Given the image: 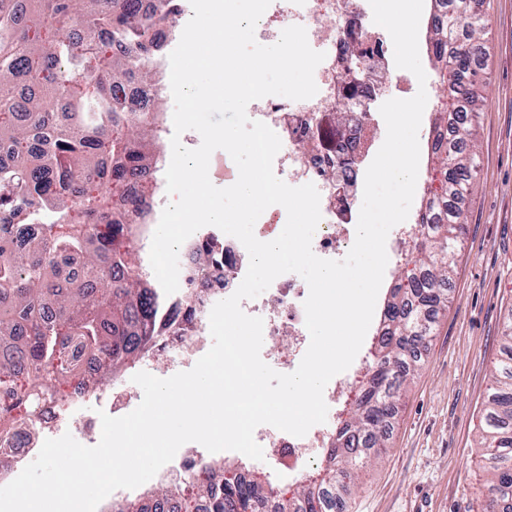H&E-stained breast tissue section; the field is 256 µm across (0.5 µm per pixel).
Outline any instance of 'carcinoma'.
Listing matches in <instances>:
<instances>
[{
  "label": "carcinoma",
  "mask_w": 512,
  "mask_h": 512,
  "mask_svg": "<svg viewBox=\"0 0 512 512\" xmlns=\"http://www.w3.org/2000/svg\"><path fill=\"white\" fill-rule=\"evenodd\" d=\"M0 0V436L15 417L33 415L41 396L67 401L79 380L96 387L139 358L161 304L143 285L138 253L124 237L132 184L159 169L152 113L131 111L117 91L160 82L150 65L151 31L179 13L182 0ZM432 16L429 43L448 100L435 111L426 199L410 263L383 310L372 368L327 461L276 489L238 469L214 467L162 488L153 502L119 512H344L362 485L373 448H385L418 350L448 307L456 249L476 168L474 117L482 83L476 60L488 26L484 0H450ZM39 223L31 231L29 225ZM81 275H66L68 260ZM97 360L85 372L71 348ZM490 505L512 512V331L503 336L479 427Z\"/></svg>",
  "instance_id": "1"
}]
</instances>
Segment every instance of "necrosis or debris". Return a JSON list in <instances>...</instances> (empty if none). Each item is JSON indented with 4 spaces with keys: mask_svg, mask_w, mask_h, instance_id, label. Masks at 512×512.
<instances>
[{
    "mask_svg": "<svg viewBox=\"0 0 512 512\" xmlns=\"http://www.w3.org/2000/svg\"><path fill=\"white\" fill-rule=\"evenodd\" d=\"M292 25L303 26L310 47L325 55L314 72L318 92L301 101L282 96L252 101L248 116L268 125L282 142L273 162L275 175L291 186L311 183L318 189L321 221L312 250L319 257L340 260L355 242L356 201L363 193L366 169L385 138L375 105L387 99L390 89L406 92L413 80L396 70L393 45L374 24L369 0H272L255 36L276 40ZM168 202V196L136 191L127 207L128 220L138 229L135 245L143 254L139 274L151 283L156 276L148 259L150 218ZM248 265L242 243L216 227H203L184 242L179 251V289L162 301L156 337L140 358L148 372L174 374L195 365L210 348L212 307L235 292ZM308 293L305 280L286 273L258 297L241 302L246 314L263 319V334L270 344L287 343L291 356L280 363L284 373L298 367L310 343L304 310ZM68 393L75 403L99 402L103 412L86 410L74 417L56 401L42 402L33 422L34 434L14 440L12 462L0 470L1 486L37 457L45 439L68 432L84 444L96 445L101 414L123 416L139 404L137 387L125 374L115 375L108 388L91 390L75 384ZM331 433L325 423L302 437L262 425L254 438L265 456L275 458L293 476L312 466L316 449L328 446ZM216 461L215 454L190 442L154 480L178 485L188 474L204 471Z\"/></svg>",
    "mask_w": 512,
    "mask_h": 512,
    "instance_id": "necrosis-or-debris-1",
    "label": "necrosis or debris"
}]
</instances>
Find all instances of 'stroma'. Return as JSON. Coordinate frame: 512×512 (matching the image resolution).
Wrapping results in <instances>:
<instances>
[{
	"instance_id": "stroma-1",
	"label": "stroma",
	"mask_w": 512,
	"mask_h": 512,
	"mask_svg": "<svg viewBox=\"0 0 512 512\" xmlns=\"http://www.w3.org/2000/svg\"><path fill=\"white\" fill-rule=\"evenodd\" d=\"M485 8L478 165L448 309L346 512H486L476 435L512 329V0Z\"/></svg>"
}]
</instances>
